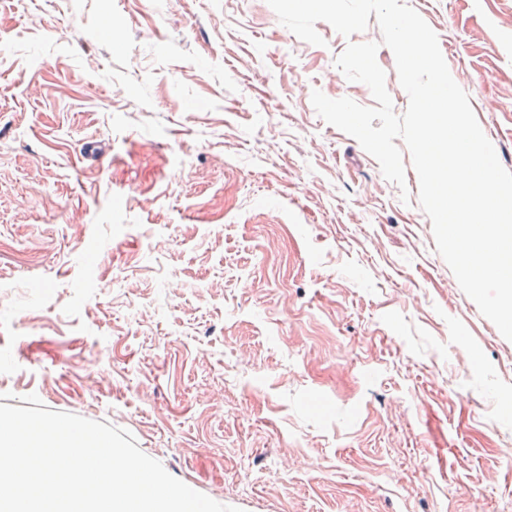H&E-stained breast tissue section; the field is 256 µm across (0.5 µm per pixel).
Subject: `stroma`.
Wrapping results in <instances>:
<instances>
[{"label": "stroma", "instance_id": "stroma-1", "mask_svg": "<svg viewBox=\"0 0 512 512\" xmlns=\"http://www.w3.org/2000/svg\"><path fill=\"white\" fill-rule=\"evenodd\" d=\"M512 171V0H404ZM267 0H0V404L128 430L242 512H512V341Z\"/></svg>", "mask_w": 512, "mask_h": 512}]
</instances>
